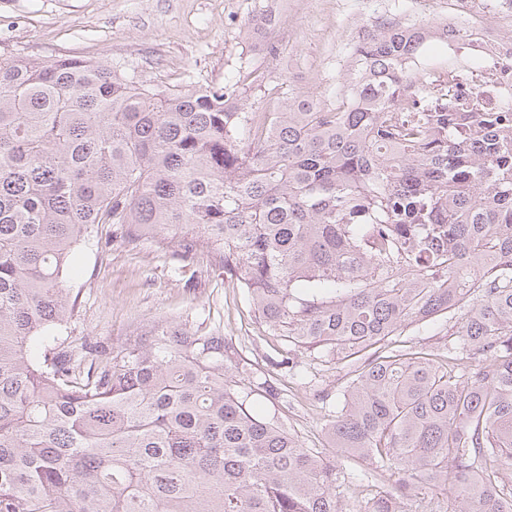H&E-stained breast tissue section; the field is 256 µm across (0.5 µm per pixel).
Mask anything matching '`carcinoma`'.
<instances>
[{
	"instance_id": "1",
	"label": "carcinoma",
	"mask_w": 512,
	"mask_h": 512,
	"mask_svg": "<svg viewBox=\"0 0 512 512\" xmlns=\"http://www.w3.org/2000/svg\"><path fill=\"white\" fill-rule=\"evenodd\" d=\"M447 40L377 22L353 50L351 109L300 100L265 131L229 84L0 58V512H341L336 462L253 412L223 335L164 323L58 351L66 271L98 224L183 264L210 254L268 333L360 362L326 432L343 462L390 471L367 512L420 484L459 512H512V101L414 80ZM461 310L476 370L389 347Z\"/></svg>"
}]
</instances>
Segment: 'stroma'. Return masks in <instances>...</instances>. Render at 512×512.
<instances>
[{"instance_id":"obj_1","label":"stroma","mask_w":512,"mask_h":512,"mask_svg":"<svg viewBox=\"0 0 512 512\" xmlns=\"http://www.w3.org/2000/svg\"><path fill=\"white\" fill-rule=\"evenodd\" d=\"M0 0V56L50 62L75 55L133 75L144 85L221 86L250 71L262 86L242 87L248 111L296 100L335 107L343 95L359 37L374 17L401 23L441 22L448 0ZM116 224H101L80 245L66 282L77 297L68 325V352L88 341L117 349L160 323L217 332L229 345V375L272 386L254 396L259 412L276 416L303 445L334 455L325 424L340 408L350 365L303 349L288 351L268 333L236 281L208 254L178 267L171 249L151 241L131 249ZM461 316L408 325L402 340L440 354L455 343ZM291 365H282L283 356ZM365 479L338 473L342 512H364L385 469L362 464ZM453 494L419 486L400 512H457Z\"/></svg>"}]
</instances>
